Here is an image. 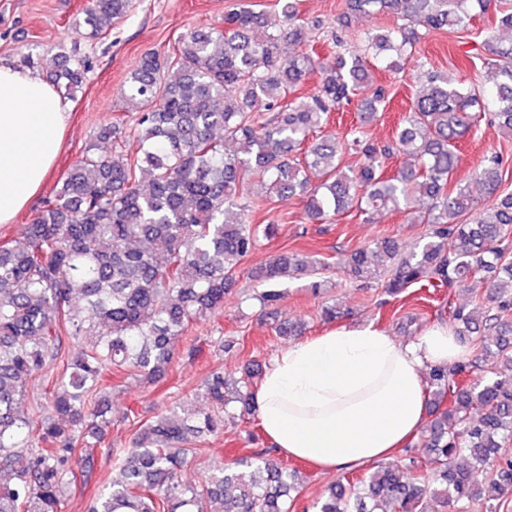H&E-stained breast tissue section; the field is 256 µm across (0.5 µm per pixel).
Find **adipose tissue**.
<instances>
[{
	"label": "adipose tissue",
	"mask_w": 512,
	"mask_h": 512,
	"mask_svg": "<svg viewBox=\"0 0 512 512\" xmlns=\"http://www.w3.org/2000/svg\"><path fill=\"white\" fill-rule=\"evenodd\" d=\"M67 127L61 95L39 73L0 63V224L38 194ZM447 324L409 343L374 324L345 325L280 350L255 389L276 451L332 471L386 459L423 425L424 370L466 359Z\"/></svg>",
	"instance_id": "ef3b65f1"
}]
</instances>
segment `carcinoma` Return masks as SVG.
I'll list each match as a JSON object with an SVG mask.
<instances>
[{
	"label": "carcinoma",
	"mask_w": 512,
	"mask_h": 512,
	"mask_svg": "<svg viewBox=\"0 0 512 512\" xmlns=\"http://www.w3.org/2000/svg\"><path fill=\"white\" fill-rule=\"evenodd\" d=\"M278 22L246 7L224 15L219 27L186 32L172 53L142 55L124 98L132 113L116 115L55 187L22 234L0 244V512H64L76 473L95 466V449L112 424L105 383L128 373L163 378L172 343L190 324L224 308L237 267L256 247L249 221L268 200L304 201L313 224L357 210L407 211L431 201L413 223L429 226L425 242L404 256L385 239L351 255L349 272L364 283L383 281L397 297L415 285L453 291L478 272L491 279L493 306H451L448 322L464 341L479 335L481 362L512 365V191L502 188L500 156L484 157L473 176L491 203L476 212L469 185L451 184L457 144L490 111L512 137V9L500 10L505 36L484 42L490 89L465 86L433 71L403 116L396 135L379 146L361 127L342 144L333 135L309 136L330 114L361 99L360 121L385 107L372 68H401L419 30L463 29L498 0H348L338 19L381 12L399 23L365 37L364 53L336 41L326 65L301 47L315 40L299 16L298 0H277ZM131 0H91L83 9L88 39L124 19ZM77 52L55 57L47 73L68 96L91 71ZM319 75L311 93L298 96ZM133 138L134 153L124 149ZM235 146L224 152V143ZM363 154L357 168L343 165V147ZM407 153L416 165L393 175L391 156ZM319 261L284 252L256 268L268 285L265 306L281 294L275 285L309 275ZM54 366L56 375L45 379ZM472 365L428 372L431 421L423 447L431 467L418 477L409 464L382 463L344 477L318 501L317 512H436L431 503L482 500L487 512L512 494V460L501 461L512 439V374L484 370L469 382ZM43 386L30 396L32 382ZM249 381L229 382L220 371L203 383L207 408L182 402L138 426L129 446L107 448L119 478H104L91 512H288L298 474L263 448L221 466L198 484L181 472L201 452L206 436L224 432L231 403L254 408ZM488 467L487 484L472 482Z\"/></svg>",
	"instance_id": "cac0c4a2"
}]
</instances>
